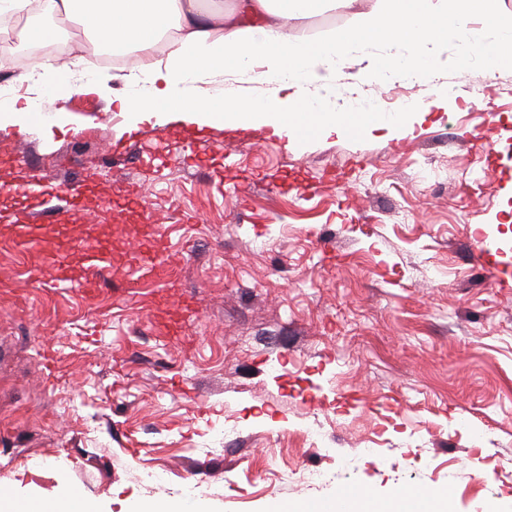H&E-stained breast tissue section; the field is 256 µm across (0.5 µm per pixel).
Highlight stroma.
Segmentation results:
<instances>
[{"label": "stroma", "mask_w": 512, "mask_h": 512, "mask_svg": "<svg viewBox=\"0 0 512 512\" xmlns=\"http://www.w3.org/2000/svg\"><path fill=\"white\" fill-rule=\"evenodd\" d=\"M483 27L437 43L435 72L338 80L343 109L448 98L354 137L135 123L118 101L148 86L118 70L83 69L67 99L38 92L37 129L0 131V487L73 489L101 512H265L347 488L512 512V66L457 67ZM67 185L84 188L78 230L111 252L92 293L44 282L46 255L11 229L33 209L58 231ZM151 468L169 480L146 484ZM127 512H186L184 505L178 501L138 500L129 504Z\"/></svg>", "instance_id": "35a3bbf8"}]
</instances>
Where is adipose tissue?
<instances>
[{"mask_svg":"<svg viewBox=\"0 0 512 512\" xmlns=\"http://www.w3.org/2000/svg\"><path fill=\"white\" fill-rule=\"evenodd\" d=\"M326 0H237L228 12L215 0L208 20L198 17V0H38L46 17L78 18L84 31L113 52L149 51L167 31L176 36L165 63L146 62L124 79L148 82L150 91L122 101L133 121H179L198 126L251 128L266 126L275 135L305 139L315 135H356L390 125V118L369 107L357 112L337 109L334 80L348 65L357 79L431 70L437 60L431 44L465 30L475 15L485 22V37L459 65L480 57L489 69L512 65V20L499 12V0H384L382 7L359 14L355 26L336 40L312 43L290 33L289 19L321 12ZM368 41L408 45L407 56L388 54L352 61L351 47ZM73 61L45 62L23 69L43 89L60 97L78 93ZM234 70L271 84L265 99L250 101L217 86L200 89L204 78ZM300 512H447L448 498L428 499L408 489L374 497L348 489L338 497L299 503Z\"/></svg>","mask_w":512,"mask_h":512,"instance_id":"1","label":"adipose tissue"}]
</instances>
